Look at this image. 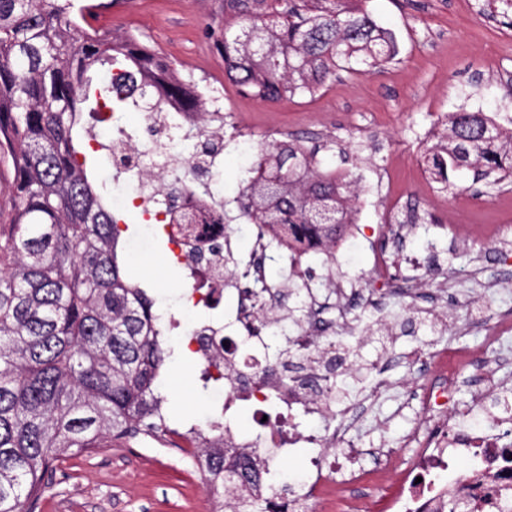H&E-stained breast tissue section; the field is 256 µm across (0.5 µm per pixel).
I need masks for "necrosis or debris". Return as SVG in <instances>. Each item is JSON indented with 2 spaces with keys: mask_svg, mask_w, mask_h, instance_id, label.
<instances>
[{
  "mask_svg": "<svg viewBox=\"0 0 512 512\" xmlns=\"http://www.w3.org/2000/svg\"><path fill=\"white\" fill-rule=\"evenodd\" d=\"M198 124L191 112H144L140 125L150 133L141 143L133 132L112 122V154L119 178L134 185V192L121 194L120 208L133 212L143 224L164 225L172 240V251L190 269H202L210 285L223 287L227 263L234 257L233 242L226 222L198 224L191 237L180 234L167 216V196L176 183L189 176L188 157L174 152L173 132ZM154 160L165 175L156 183L144 175L147 160ZM220 243L219 253L199 265L198 255L212 243ZM201 298L191 289L183 308L191 349L204 367H211L214 352H222L224 373V413L232 415L240 403L255 405L262 416L260 431L240 438L232 425L224 427V445L241 449L261 479L266 495L287 493V512H448L451 502H471L474 512H512V413L489 410L490 389L479 385L472 406L486 409L485 424H466L463 412H449L448 396L459 370L477 364L478 359L462 349H433L425 358L434 385L421 389L419 398L430 415L416 419L406 441L414 449L409 463L392 469L389 448H364L354 436L357 413L354 405L336 397L337 373L349 370L338 363L341 348L331 336L330 324L320 321V305L312 288L300 289L298 299L307 313L293 338V346L304 364V379L283 383L282 370L268 369L265 355L269 338L257 326L259 315L279 320L287 310L279 289L272 288L257 299L245 289H237L236 304L229 320H203L194 310ZM308 416L319 427L310 433L299 431L297 419ZM306 451V467L301 480L284 485L281 466L297 453ZM468 455V471H458L454 460Z\"/></svg>",
  "mask_w": 512,
  "mask_h": 512,
  "instance_id": "4bbe7bcc",
  "label": "necrosis or debris"
}]
</instances>
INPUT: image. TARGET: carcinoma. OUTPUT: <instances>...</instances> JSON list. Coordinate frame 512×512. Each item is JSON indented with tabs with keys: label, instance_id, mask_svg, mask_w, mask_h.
<instances>
[{
	"label": "carcinoma",
	"instance_id": "cac0c4a2",
	"mask_svg": "<svg viewBox=\"0 0 512 512\" xmlns=\"http://www.w3.org/2000/svg\"><path fill=\"white\" fill-rule=\"evenodd\" d=\"M351 0H224L225 76L277 102L313 94L341 71L378 69L394 35ZM74 0H0V156L14 171V215L0 224V512H35L60 461L114 442L174 430L162 393L175 349L156 298L128 273L116 209L94 181L109 145L84 126L133 103L118 82H141L151 111L178 100L206 113L174 65L131 34L95 29ZM426 169L448 186L471 169L512 176V130L484 112H450ZM243 209L288 251L332 248L354 223L350 171L321 170L298 139L274 141L246 172ZM201 182L183 180L169 209L186 220ZM210 493L250 468L224 440L191 452Z\"/></svg>",
	"mask_w": 512,
	"mask_h": 512
}]
</instances>
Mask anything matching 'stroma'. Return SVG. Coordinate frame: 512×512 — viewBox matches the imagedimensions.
<instances>
[{
	"label": "stroma",
	"mask_w": 512,
	"mask_h": 512,
	"mask_svg": "<svg viewBox=\"0 0 512 512\" xmlns=\"http://www.w3.org/2000/svg\"><path fill=\"white\" fill-rule=\"evenodd\" d=\"M479 0H368L372 18L395 36L399 54L370 74L341 73L314 94L277 103L242 95L224 75L220 44L224 38V0H100L93 27L135 34L143 43L173 62L180 76L198 90L217 86L232 128L224 133V166L208 177L212 192L224 198L226 220L235 240L237 261H245L257 229L242 218L235 202L245 174L238 143L254 151L268 142L299 137L317 148L321 167L350 169L358 178L353 201L359 232L327 260L310 252L301 266H288L284 250L274 249L266 278L270 286L292 287L298 279L318 288H333L335 280L381 290L391 281L371 275L373 254L387 239L382 225L391 196L411 203L421 201L429 217L394 248L397 279L418 277L417 267L403 257L434 254L448 274V318L465 323L471 311L459 301L488 271L479 257L485 244L480 229L501 224L512 209V183L478 182L470 170L442 188L425 170L423 152L438 118L459 110L494 116L502 126L512 125V28L497 25L477 11ZM127 224L124 237L146 240L144 255L130 269L143 286L156 294L159 307L180 316L178 297L193 279L183 266L170 260L166 236L150 233L129 212H119ZM432 289L423 287L415 301L395 295L383 310L358 313V321L412 320L397 335H346L345 347L358 351L364 367L346 377L343 385L351 400L368 395L374 373L368 365L380 356L391 357L389 376L396 388L372 410L366 440L399 446L414 418L423 412L409 393L423 373L419 364L405 363L402 351L410 346L466 347L484 355V336L473 329L425 334L415 324L417 312L432 308ZM177 356L166 379L168 410L175 421L204 423L212 397L201 394L200 369L176 329H168ZM212 502L193 461L164 442L150 439L133 447L112 446L91 455L64 460L52 484L44 491L40 512H210Z\"/></svg>",
	"instance_id": "obj_1"
}]
</instances>
